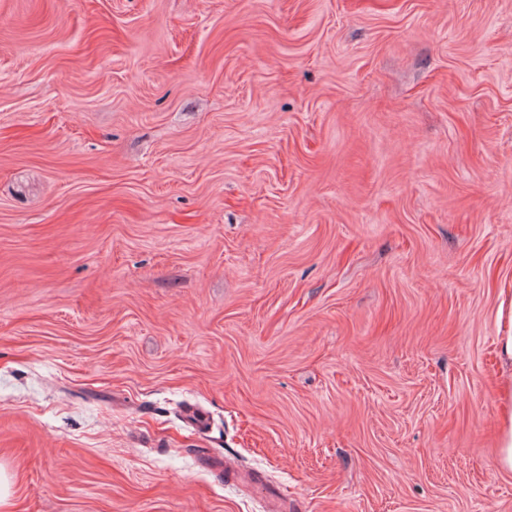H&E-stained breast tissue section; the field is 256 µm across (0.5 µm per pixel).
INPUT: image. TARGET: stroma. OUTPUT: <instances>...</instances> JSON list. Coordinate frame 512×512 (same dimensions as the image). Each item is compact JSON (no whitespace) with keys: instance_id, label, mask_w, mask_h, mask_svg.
I'll return each mask as SVG.
<instances>
[{"instance_id":"obj_1","label":"stroma","mask_w":512,"mask_h":512,"mask_svg":"<svg viewBox=\"0 0 512 512\" xmlns=\"http://www.w3.org/2000/svg\"><path fill=\"white\" fill-rule=\"evenodd\" d=\"M503 288L512 0H0L12 512H512ZM501 296L498 309V358L502 378L494 464L500 471L512 473V290L503 289Z\"/></svg>"}]
</instances>
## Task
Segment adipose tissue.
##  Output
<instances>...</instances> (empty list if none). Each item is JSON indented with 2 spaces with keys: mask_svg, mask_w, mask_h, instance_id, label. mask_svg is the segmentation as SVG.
I'll return each instance as SVG.
<instances>
[{
  "mask_svg": "<svg viewBox=\"0 0 512 512\" xmlns=\"http://www.w3.org/2000/svg\"><path fill=\"white\" fill-rule=\"evenodd\" d=\"M498 358L501 389L498 400L499 423L494 464L512 473V290L504 291L498 309Z\"/></svg>",
  "mask_w": 512,
  "mask_h": 512,
  "instance_id": "adipose-tissue-1",
  "label": "adipose tissue"
}]
</instances>
